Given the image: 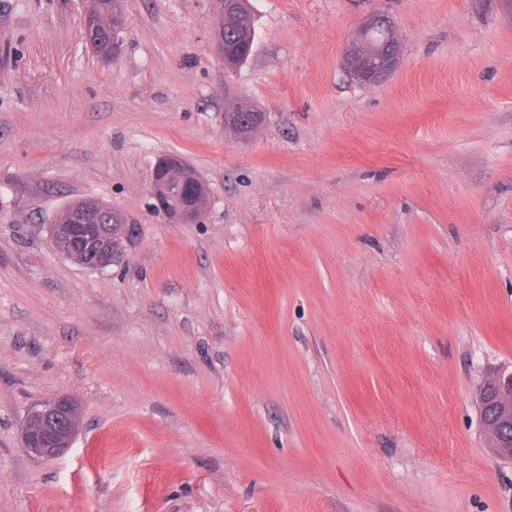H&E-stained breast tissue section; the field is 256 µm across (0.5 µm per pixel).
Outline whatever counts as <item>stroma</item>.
Masks as SVG:
<instances>
[{"mask_svg":"<svg viewBox=\"0 0 512 512\" xmlns=\"http://www.w3.org/2000/svg\"><path fill=\"white\" fill-rule=\"evenodd\" d=\"M250 4L228 71L213 0H121L109 63L89 0H0V512H512L478 404L512 371V0ZM374 13L402 55L361 85ZM172 153L201 223L150 207ZM82 198L136 218L123 263L53 248ZM60 395L74 443L35 457ZM376 32H382L383 36L374 38ZM400 55L401 46L390 20L382 13H375L364 20L359 39L348 44L343 63L355 80L373 84L394 70ZM244 103L239 104L238 111L240 119L238 122L233 125L224 126L226 128L231 129L238 138L247 139L252 136V134L261 126L264 116L262 120L259 121V115L263 114L256 105L252 102L242 100ZM258 117V121L251 122L253 116ZM244 122V125L241 122Z\"/></svg>","mask_w":512,"mask_h":512,"instance_id":"35a3bbf8","label":"stroma"}]
</instances>
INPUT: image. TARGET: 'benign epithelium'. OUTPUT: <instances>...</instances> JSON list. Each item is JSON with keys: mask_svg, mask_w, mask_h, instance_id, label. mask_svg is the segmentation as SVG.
<instances>
[{"mask_svg": "<svg viewBox=\"0 0 512 512\" xmlns=\"http://www.w3.org/2000/svg\"><path fill=\"white\" fill-rule=\"evenodd\" d=\"M401 46L388 17L375 13L367 17L359 39L348 44L343 58L345 68L360 83L381 81L396 67ZM200 187L199 180L189 173L181 156L168 154L156 164L151 180V197L171 224H193L201 215L189 202L188 193ZM95 201L76 210L67 224H50L48 232L55 249L66 256L84 250L89 261L86 269L105 270L120 263L125 254L133 220L124 215H112V224L99 223ZM481 423L484 432L494 440L493 454L499 459L512 460V372L500 373L486 381L480 389ZM74 403L58 398L51 405L34 413L39 422L36 434L29 437L28 448L42 457H54L71 447L74 432L62 426L71 415Z\"/></svg>", "mask_w": 512, "mask_h": 512, "instance_id": "1", "label": "benign epithelium"}]
</instances>
